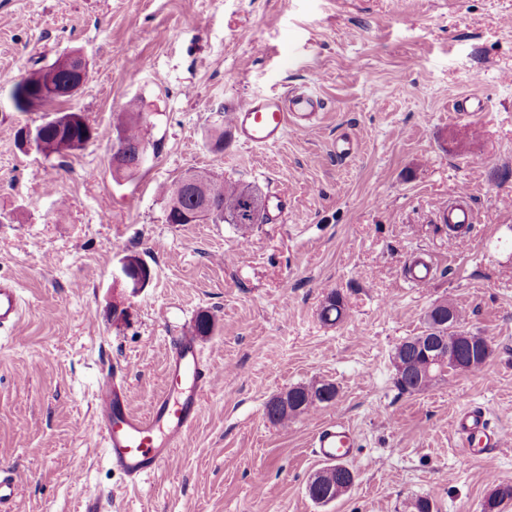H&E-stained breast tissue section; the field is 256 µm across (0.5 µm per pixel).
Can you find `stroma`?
Wrapping results in <instances>:
<instances>
[{"label":"stroma","mask_w":512,"mask_h":512,"mask_svg":"<svg viewBox=\"0 0 512 512\" xmlns=\"http://www.w3.org/2000/svg\"><path fill=\"white\" fill-rule=\"evenodd\" d=\"M81 51L88 79L63 102L93 140L50 156L16 132L21 76ZM305 86L322 99L318 128L265 148L208 132L257 95ZM475 94L483 112H452ZM137 100L151 159L115 174L118 119ZM355 152L336 155L338 137ZM220 171L266 207L249 235L233 224H170L161 185ZM466 191L477 220L460 244L435 223ZM134 254L146 287L116 279ZM432 261L415 286L408 268ZM22 317L0 333V466L24 473L12 512H483L512 484V443L471 462L454 425L469 406L512 435V0H0V277ZM338 293L342 321L324 323ZM445 300L489 361L409 393L396 346L425 330ZM124 310L117 318L116 310ZM197 344L213 378L172 466L129 485L96 441L94 392L124 374L128 405L146 413L163 387L173 336L200 314ZM334 383L335 402L288 424L266 404L299 385ZM341 421L357 447L355 482L322 505L307 493L322 463L312 438Z\"/></svg>","instance_id":"1"}]
</instances>
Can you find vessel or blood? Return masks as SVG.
Here are the masks:
<instances>
[{
    "label": "vessel or blood",
    "mask_w": 512,
    "mask_h": 512,
    "mask_svg": "<svg viewBox=\"0 0 512 512\" xmlns=\"http://www.w3.org/2000/svg\"><path fill=\"white\" fill-rule=\"evenodd\" d=\"M323 108L311 90L299 89L278 96H256L236 109L230 121L245 144L265 147L277 143L288 130H309ZM442 224L470 225L472 207L454 204L437 214ZM22 313L17 286L0 279V329L12 328ZM213 368L199 349L193 332L185 331L171 340L162 393L147 414L127 411L124 386L116 371L103 372L96 389L97 435L113 469L129 484L156 474L171 464L176 454L188 449ZM455 427L466 440L467 452L480 460L491 448L502 447L503 431L491 428L479 409H466L455 418ZM318 457L325 462L348 459L356 446L349 427L341 422L318 429L314 437Z\"/></svg>",
    "instance_id": "vessel-or-blood-1"
}]
</instances>
